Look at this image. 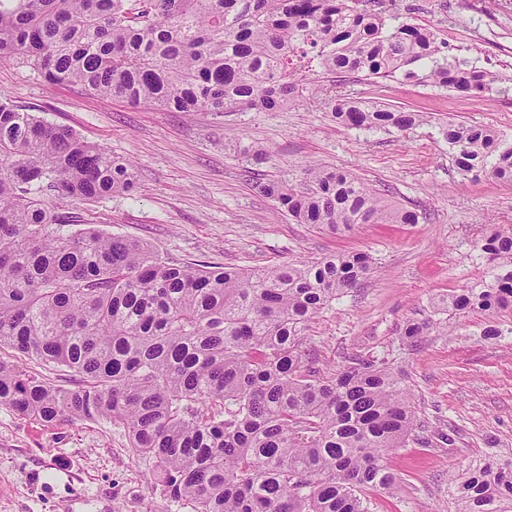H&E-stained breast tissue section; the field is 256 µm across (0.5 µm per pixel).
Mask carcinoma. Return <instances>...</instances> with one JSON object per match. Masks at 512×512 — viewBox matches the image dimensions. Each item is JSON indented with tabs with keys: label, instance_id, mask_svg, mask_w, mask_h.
<instances>
[{
	"label": "carcinoma",
	"instance_id": "cac0c4a2",
	"mask_svg": "<svg viewBox=\"0 0 512 512\" xmlns=\"http://www.w3.org/2000/svg\"><path fill=\"white\" fill-rule=\"evenodd\" d=\"M382 0H0V57L48 81L176 112L288 109L302 72L393 77L427 59L426 79L464 96L495 82L438 58L431 31ZM357 129L412 127L420 114L333 97ZM457 168L512 183V146L464 122L442 129ZM136 187L131 163L0 98V347L79 377L52 385L0 359V408L44 423L121 425L169 512H370L395 494L385 463L415 432L403 378L353 358L324 376L305 363L307 331L373 273L365 253L270 267L174 264L149 244L43 201H93ZM298 224H418L423 214L320 164L298 181L255 183ZM485 279L440 301L512 310V232L481 246ZM456 512H512V457L453 477Z\"/></svg>",
	"mask_w": 512,
	"mask_h": 512
}]
</instances>
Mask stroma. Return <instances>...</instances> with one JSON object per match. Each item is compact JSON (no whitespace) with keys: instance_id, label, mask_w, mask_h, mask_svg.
Instances as JSON below:
<instances>
[{"instance_id":"35a3bbf8","label":"stroma","mask_w":512,"mask_h":512,"mask_svg":"<svg viewBox=\"0 0 512 512\" xmlns=\"http://www.w3.org/2000/svg\"><path fill=\"white\" fill-rule=\"evenodd\" d=\"M408 22L433 31L448 58L472 59L501 88L462 97L402 77L307 72L320 87L280 112H162L92 96L0 58V97L66 125L134 165L136 189L94 202L46 196L110 234L151 243L177 263L265 267L364 252L375 271L311 323L303 346L321 374L350 358L385 360L417 407L416 440L388 458L400 480L389 497L370 493L371 512H448L453 476L512 454V312L505 332L485 335L487 312L442 315V328L406 338L407 323L433 317L450 293L479 281V247L512 231V185L461 173L440 134L446 122L499 131L512 144V0H395ZM423 112L412 129H355L333 118L329 90ZM261 147L267 163L251 164ZM315 161L351 172L418 209V224H363L331 231L288 221L254 188L256 179H300ZM452 435L453 445L440 434ZM159 499L123 427L109 420L46 424L0 408V512H156Z\"/></svg>"}]
</instances>
